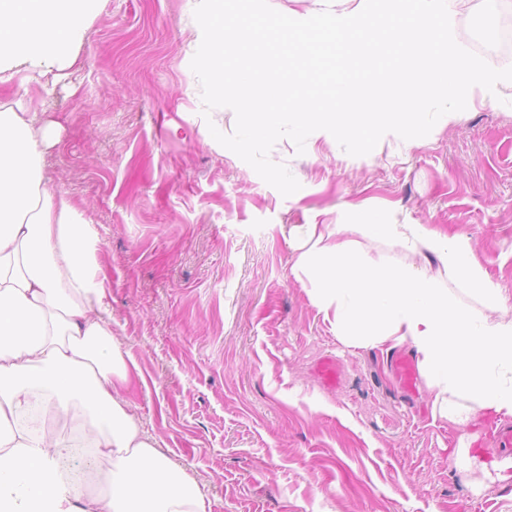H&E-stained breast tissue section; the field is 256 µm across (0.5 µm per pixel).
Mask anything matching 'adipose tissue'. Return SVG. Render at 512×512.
<instances>
[{"instance_id": "ef3b65f1", "label": "adipose tissue", "mask_w": 512, "mask_h": 512, "mask_svg": "<svg viewBox=\"0 0 512 512\" xmlns=\"http://www.w3.org/2000/svg\"><path fill=\"white\" fill-rule=\"evenodd\" d=\"M105 0H0V86L41 90L67 77L74 44ZM50 127L24 101L0 105V512H208L194 480L156 447L122 391L127 361L103 316L90 224L42 184ZM359 240L306 225L296 268L317 281L315 305L352 349L406 347L433 417L461 430L512 417V308L475 262L468 238L431 224H391L359 207ZM389 240L433 267L368 261L361 240ZM88 417L94 458L111 482L88 494L64 474L66 434L37 413Z\"/></svg>"}]
</instances>
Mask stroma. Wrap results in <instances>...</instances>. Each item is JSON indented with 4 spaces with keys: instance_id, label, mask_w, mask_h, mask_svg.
Returning <instances> with one entry per match:
<instances>
[{
    "instance_id": "1",
    "label": "stroma",
    "mask_w": 512,
    "mask_h": 512,
    "mask_svg": "<svg viewBox=\"0 0 512 512\" xmlns=\"http://www.w3.org/2000/svg\"><path fill=\"white\" fill-rule=\"evenodd\" d=\"M196 3L107 0L51 94L0 87V104L50 106L43 187L95 232L105 316L141 372L132 412L210 512H512V480L449 468L463 432L432 418L425 383L402 395L387 354L343 347L292 269L303 225L354 239L363 204L469 238L512 306V89L470 90L457 119L365 156L280 139L270 158L300 183L285 197L209 132L236 119L203 110ZM454 9L466 48L512 27L499 0Z\"/></svg>"
}]
</instances>
